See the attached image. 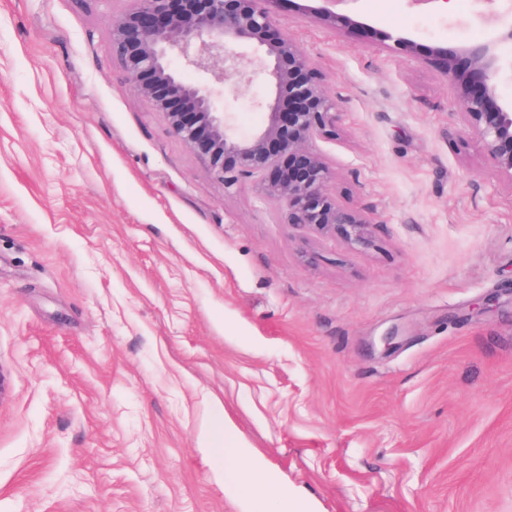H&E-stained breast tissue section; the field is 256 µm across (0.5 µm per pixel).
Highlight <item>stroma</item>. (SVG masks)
<instances>
[{"mask_svg":"<svg viewBox=\"0 0 512 512\" xmlns=\"http://www.w3.org/2000/svg\"><path fill=\"white\" fill-rule=\"evenodd\" d=\"M130 6L0 0V512H512V183L425 62L512 52L505 9L334 0L348 37L279 0L341 112L332 188L376 220L353 247L210 175L128 84ZM216 89L261 124L262 74ZM210 395L259 503L202 441ZM250 459L252 461L249 473L252 478L249 480H239L235 484V492L243 501H251L264 496L271 485L270 479L263 475L261 478L256 473L261 471L258 461L251 458L250 448H233V462L238 463L241 459Z\"/></svg>","mask_w":512,"mask_h":512,"instance_id":"obj_1","label":"stroma"}]
</instances>
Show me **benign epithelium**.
<instances>
[{"label": "benign epithelium", "instance_id": "7a95c632", "mask_svg": "<svg viewBox=\"0 0 512 512\" xmlns=\"http://www.w3.org/2000/svg\"><path fill=\"white\" fill-rule=\"evenodd\" d=\"M133 2L110 21L112 48L131 88L207 160L211 175L227 189L257 178L265 198L284 203L288 223L352 246L370 245L374 218L340 203L331 189L334 172L316 148L336 130V101L297 41L278 28L272 11L278 0ZM498 43L438 46L427 60L457 84L462 122L512 183V103L498 102L501 79L512 78V56H503ZM174 57L217 82L231 72L248 85L261 70L273 89L257 103L261 125L239 130L208 86L181 78Z\"/></svg>", "mask_w": 512, "mask_h": 512}]
</instances>
